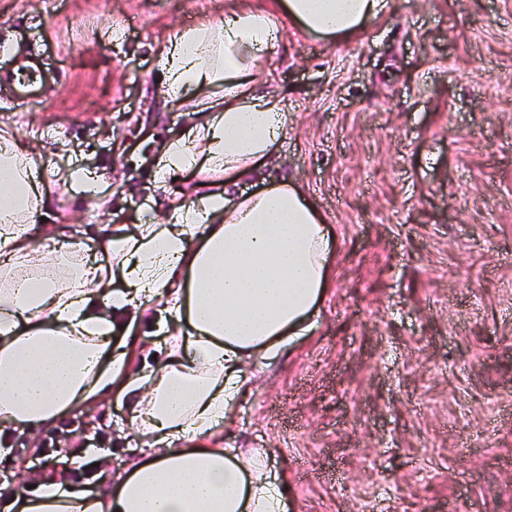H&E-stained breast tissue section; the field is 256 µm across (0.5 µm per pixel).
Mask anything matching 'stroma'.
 <instances>
[{"mask_svg":"<svg viewBox=\"0 0 512 512\" xmlns=\"http://www.w3.org/2000/svg\"><path fill=\"white\" fill-rule=\"evenodd\" d=\"M255 0H0V123L57 166L108 176L107 204L52 194L77 239L183 202L153 160L185 112L161 92L162 49ZM46 57L40 101L3 87L14 57ZM288 132L261 170L316 202L338 253L314 326L253 371L224 445L266 450L288 512H512V0H393L342 45L282 24L258 64ZM118 393L14 432L0 482H31L58 434L62 465L108 459L77 488L106 489L136 459Z\"/></svg>","mask_w":512,"mask_h":512,"instance_id":"35a3bbf8","label":"stroma"}]
</instances>
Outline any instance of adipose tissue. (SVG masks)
Segmentation results:
<instances>
[{
	"mask_svg": "<svg viewBox=\"0 0 512 512\" xmlns=\"http://www.w3.org/2000/svg\"><path fill=\"white\" fill-rule=\"evenodd\" d=\"M388 9L389 0H273L174 34L162 60L165 98L210 96L161 147L156 176L164 186L192 175L194 194L95 242L42 218L58 186L100 201L102 175L49 168L0 130V436L116 390L131 401L140 453L105 494L44 475L39 494L13 491L14 512H287L288 487L266 454L239 455L220 433L249 389L248 362L310 329L336 240L302 188L274 180L235 196L231 187L256 176L288 131L281 101L253 92L280 18L347 42ZM138 323L170 347L168 361L141 375L117 336Z\"/></svg>",
	"mask_w": 512,
	"mask_h": 512,
	"instance_id": "1",
	"label": "adipose tissue"
}]
</instances>
